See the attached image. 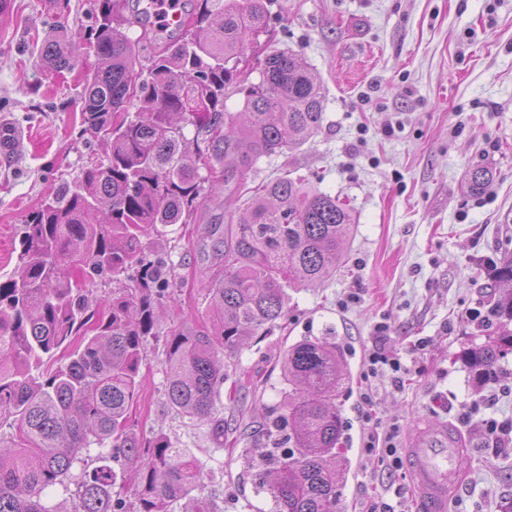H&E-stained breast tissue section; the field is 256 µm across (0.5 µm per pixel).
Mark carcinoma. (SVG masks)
<instances>
[{
  "mask_svg": "<svg viewBox=\"0 0 512 512\" xmlns=\"http://www.w3.org/2000/svg\"><path fill=\"white\" fill-rule=\"evenodd\" d=\"M97 2L100 66L79 97L81 124L101 137L106 161L56 186L25 219L17 268L0 275V512H176L179 504L181 512H221L217 493L203 494L201 464L162 431L141 438L130 421L147 343L163 342L168 410L206 424L224 447L217 402L232 357L247 336L284 317L286 289L336 272L354 217L301 177L258 187L224 225V271L208 288L211 324L160 336L158 309L174 299L176 274L147 237L191 223L211 180L200 170L223 163L228 172L301 148L322 126L324 96L293 51L267 55L254 80L240 72V57L264 32L266 0H185L181 30L164 38L148 7ZM133 26L153 46L146 67L127 33ZM79 39L61 26L45 33L40 57L49 75L73 68ZM230 88L243 96L238 124L224 113ZM189 124L197 133L191 141ZM492 178L482 166L468 173L473 191ZM76 271L111 290L92 299ZM495 285L509 287L495 308L512 323V255L499 259ZM59 350L67 362L41 372L44 357ZM509 353L511 330L473 345L466 362L480 379ZM349 379L332 337L306 336L286 350L281 401L264 407L267 446L246 450L272 512H341L350 463L336 451L343 431L336 391ZM93 445L109 451L82 468L72 491V469ZM129 472L131 500L113 493ZM57 486L76 507L44 502Z\"/></svg>",
  "mask_w": 512,
  "mask_h": 512,
  "instance_id": "obj_1",
  "label": "carcinoma"
}]
</instances>
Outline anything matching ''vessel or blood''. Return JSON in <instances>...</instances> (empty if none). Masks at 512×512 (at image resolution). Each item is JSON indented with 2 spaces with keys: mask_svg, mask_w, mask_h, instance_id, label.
Instances as JSON below:
<instances>
[{
  "mask_svg": "<svg viewBox=\"0 0 512 512\" xmlns=\"http://www.w3.org/2000/svg\"><path fill=\"white\" fill-rule=\"evenodd\" d=\"M461 456L456 432L443 426L416 437L405 449L411 489L421 512H449L464 485Z\"/></svg>",
  "mask_w": 512,
  "mask_h": 512,
  "instance_id": "obj_1",
  "label": "vessel or blood"
}]
</instances>
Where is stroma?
I'll use <instances>...</instances> for the list:
<instances>
[{
	"label": "stroma",
	"mask_w": 512,
	"mask_h": 512,
	"mask_svg": "<svg viewBox=\"0 0 512 512\" xmlns=\"http://www.w3.org/2000/svg\"><path fill=\"white\" fill-rule=\"evenodd\" d=\"M95 8L96 0H69L55 15L43 0H11L0 17V128L19 142L0 158L1 274L17 266L26 217L61 180L105 157L82 130L78 99L99 66L90 45ZM57 23L81 42L74 68L50 77L37 62V38ZM265 24L246 54L251 67L282 49L299 52L324 89L323 125L299 150L228 174L196 222L168 232L165 256L178 278L160 334L208 322L205 286L218 272V238L208 228L227 224L262 183L286 174L307 179L352 211L354 230L335 274L314 288L289 289L278 327L251 337L234 358L220 394L223 449L212 445L207 425L168 412L164 355L153 341L131 419L144 437L165 432L197 459L207 489L223 494L224 512H270L242 450L262 439V408L280 399L284 351L332 327L351 373L336 396L350 461L342 512H369L381 497L419 512L405 471L363 454L365 358L373 326L385 318L389 345L411 372L399 390L378 382L374 418L398 423L403 448L432 426L455 425L465 480L451 512H507L512 443L487 447L478 424L459 415L476 404L512 421V353L479 384L463 358L505 328L491 294L492 262L512 252V0H271ZM476 166L493 173L481 192L467 181ZM351 292L358 301L345 304ZM474 308L486 321L470 318ZM422 337L429 346L415 350Z\"/></svg>",
	"instance_id": "1"
}]
</instances>
